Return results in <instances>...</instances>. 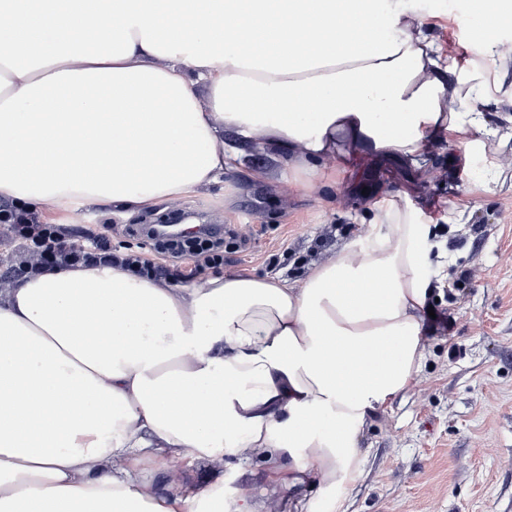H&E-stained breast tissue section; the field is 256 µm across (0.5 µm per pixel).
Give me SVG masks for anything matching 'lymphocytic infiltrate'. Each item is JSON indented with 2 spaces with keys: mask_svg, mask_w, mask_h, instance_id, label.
<instances>
[{
  "mask_svg": "<svg viewBox=\"0 0 512 512\" xmlns=\"http://www.w3.org/2000/svg\"><path fill=\"white\" fill-rule=\"evenodd\" d=\"M0 234L18 242L22 259L15 266L16 273L26 276L54 267L90 265L114 266L133 274L162 279L171 270L170 258L188 259L192 267L187 277H194L224 260V239L207 230L187 239H162L149 224L128 227V236L138 241L134 250L114 249L110 238L93 230H85L89 246L78 245L75 234L67 224L39 223L35 213L14 205L0 206Z\"/></svg>",
  "mask_w": 512,
  "mask_h": 512,
  "instance_id": "1",
  "label": "lymphocytic infiltrate"
}]
</instances>
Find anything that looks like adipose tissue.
<instances>
[{"mask_svg": "<svg viewBox=\"0 0 512 512\" xmlns=\"http://www.w3.org/2000/svg\"><path fill=\"white\" fill-rule=\"evenodd\" d=\"M491 95L408 0H0V202L180 200L235 161L228 131L298 186L429 137L484 156ZM372 208L380 237L301 280L56 267L0 294V512H224L223 484L169 495L139 464L253 452L345 490L424 359L428 227Z\"/></svg>", "mask_w": 512, "mask_h": 512, "instance_id": "ef3b65f1", "label": "adipose tissue"}]
</instances>
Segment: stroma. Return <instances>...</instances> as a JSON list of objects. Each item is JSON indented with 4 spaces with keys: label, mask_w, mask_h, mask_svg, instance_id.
<instances>
[{
    "label": "stroma",
    "mask_w": 512,
    "mask_h": 512,
    "mask_svg": "<svg viewBox=\"0 0 512 512\" xmlns=\"http://www.w3.org/2000/svg\"><path fill=\"white\" fill-rule=\"evenodd\" d=\"M445 53L461 64L499 71L498 90L484 106L495 119L512 99V24L497 34L499 54L485 62L471 39L468 0H413ZM238 158L220 182L150 212L105 201L62 211L42 207L40 222L108 224L120 248L130 224H157L181 212L224 230V262L214 274L303 278L308 267L343 245L368 243L380 231L371 203L395 199L429 224L432 252L447 266L428 272L434 317L425 321L426 356L412 386L364 425L363 467L348 493L310 484L301 492L311 512H512V136L492 159L456 144L428 143L422 167L367 158L357 169L294 186L289 158L272 160L253 142L228 135ZM153 484L178 490L224 478L225 512L242 501L279 504L286 484L261 457L228 456L221 470L197 460L182 469L144 463Z\"/></svg>",
    "instance_id": "35a3bbf8"
}]
</instances>
